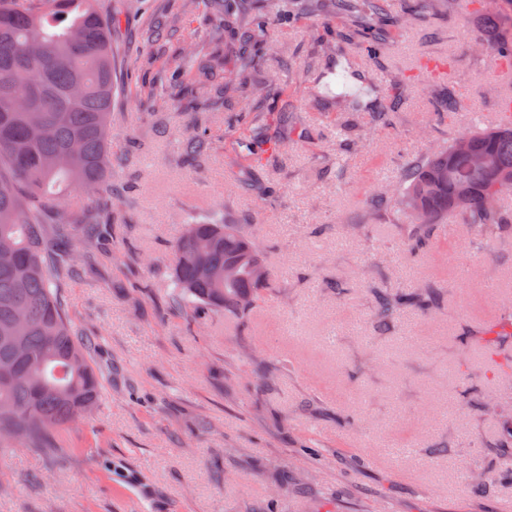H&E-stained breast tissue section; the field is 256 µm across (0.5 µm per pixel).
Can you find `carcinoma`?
<instances>
[{
  "mask_svg": "<svg viewBox=\"0 0 512 512\" xmlns=\"http://www.w3.org/2000/svg\"><path fill=\"white\" fill-rule=\"evenodd\" d=\"M222 8L208 31L214 45L227 43L238 28L243 42L235 63L215 51L202 57L188 51L172 57L181 72L192 63L201 91L224 105L242 104L253 112L274 98L277 82L257 70L265 50L267 22L257 13H240L233 0H212ZM315 16L341 21L345 35L370 59H378L389 37L384 0H305ZM112 6L98 0H0V250L14 257L0 267V361L16 364L17 378L0 379V451L20 439L48 446L51 433L90 412L103 384L87 344L79 338L59 289L77 274L75 254L58 257L50 237L75 239L84 260L93 256L103 228L94 204L80 221L62 209V198L76 187L96 189L112 178L110 125L118 82L112 62ZM36 111L19 112L24 99ZM435 112H456L450 91L432 101ZM512 124L479 129L453 139L416 162L372 204L390 202L407 218L409 242L427 247L434 225L455 220L489 243L512 212L499 200L512 192ZM264 260L256 241L241 224L210 220L188 224L173 243L174 308L194 319L200 312L241 320L272 290L258 281L249 262L227 282L206 274L209 266L237 257ZM438 289L425 285L408 294L375 292L376 327L385 329L401 310L429 313L439 306ZM3 336H20L16 354ZM490 348L512 343V309L495 326L474 334Z\"/></svg>",
  "mask_w": 512,
  "mask_h": 512,
  "instance_id": "carcinoma-1",
  "label": "carcinoma"
}]
</instances>
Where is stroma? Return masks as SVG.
I'll return each mask as SVG.
<instances>
[{
  "instance_id": "obj_1",
  "label": "stroma",
  "mask_w": 512,
  "mask_h": 512,
  "mask_svg": "<svg viewBox=\"0 0 512 512\" xmlns=\"http://www.w3.org/2000/svg\"><path fill=\"white\" fill-rule=\"evenodd\" d=\"M112 51L129 73L110 132L124 158L99 195L122 220L63 294L92 349L102 401L48 448L0 455V512H512V345H470L512 302V227L484 245L448 221L432 246L406 241L373 195L414 160L483 125L512 122V64L498 63L481 0L451 11L390 0L378 61L341 22L305 12L273 21L258 75L282 93L259 122L224 108L194 122V76L148 99L203 21L184 0H112ZM337 51L317 54L316 43ZM453 85L459 111L434 114ZM399 106L378 122L391 97ZM362 132L356 150L343 127ZM207 145L188 154L195 128ZM288 131L261 165L251 143ZM223 217L259 244L275 288L242 323L188 321L168 301L171 245L185 225ZM342 284L343 295L327 288ZM440 289L438 309L375 327L374 291ZM262 359L279 361L270 384ZM485 397L495 412L477 409ZM497 452L503 476L477 488L468 467Z\"/></svg>"
}]
</instances>
